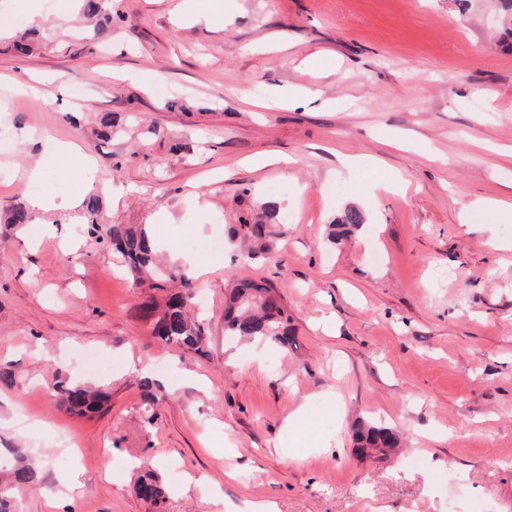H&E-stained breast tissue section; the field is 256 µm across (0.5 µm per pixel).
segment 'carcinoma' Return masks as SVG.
<instances>
[{"label":"carcinoma","mask_w":512,"mask_h":512,"mask_svg":"<svg viewBox=\"0 0 512 512\" xmlns=\"http://www.w3.org/2000/svg\"><path fill=\"white\" fill-rule=\"evenodd\" d=\"M84 14L98 18L93 36L85 48L93 50L110 34L112 16H100L101 0H81ZM99 197L89 195L80 214L88 234L106 240L120 263L138 286L166 293L164 304L150 301L143 306L144 316L151 320L152 335L162 342L194 352L206 353L207 324L194 314L196 287L179 266L164 274L158 273L156 253L143 224H100L97 216ZM274 209L266 205L262 215L250 221L242 219L231 227V239L247 246V257H263L271 253L274 241L281 235L279 225L272 221ZM32 222V214L21 203L6 210L5 223L22 226ZM365 223L363 213L356 208L344 211L339 223L332 225L331 242L350 237ZM224 306V333L247 339H261L280 347L295 346L290 326L291 318L275 288L265 282L236 280L227 289ZM52 396L66 411L88 418L105 410L109 395L97 387L54 381ZM352 437L356 452L365 458L377 452L387 456L401 445L400 435L389 427L359 419L353 426ZM10 459L0 461V512H19L23 494L44 486L42 469L30 461L20 448L8 449ZM139 494L156 504L164 499V491L153 473L145 474L138 484Z\"/></svg>","instance_id":"cac0c4a2"}]
</instances>
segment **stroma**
<instances>
[{
  "label": "stroma",
  "instance_id": "obj_1",
  "mask_svg": "<svg viewBox=\"0 0 512 512\" xmlns=\"http://www.w3.org/2000/svg\"><path fill=\"white\" fill-rule=\"evenodd\" d=\"M194 4L107 0L112 37L89 53L71 0H41L55 27L22 54L25 0H0V212L65 186L161 247L225 242L194 256L200 356L151 335L111 248L74 234L79 207L0 224V448L37 450L46 477L20 512H512V16L498 0ZM485 198L501 208L472 209ZM268 202L284 233L251 260L228 227ZM351 206L365 224L329 242ZM240 279L278 291L295 347L225 336ZM57 375L105 388L108 413L57 408ZM359 419L394 428L400 453L356 454ZM69 452L80 482L61 501Z\"/></svg>",
  "mask_w": 512,
  "mask_h": 512
}]
</instances>
